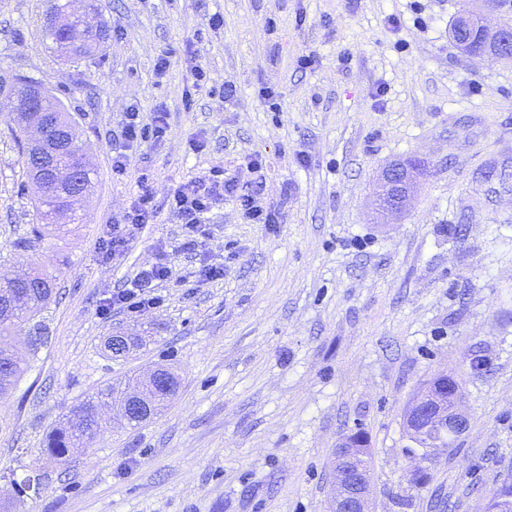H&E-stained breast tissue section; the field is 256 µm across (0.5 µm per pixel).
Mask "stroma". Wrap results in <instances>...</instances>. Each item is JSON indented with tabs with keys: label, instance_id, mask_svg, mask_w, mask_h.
Instances as JSON below:
<instances>
[{
	"label": "stroma",
	"instance_id": "1",
	"mask_svg": "<svg viewBox=\"0 0 512 512\" xmlns=\"http://www.w3.org/2000/svg\"><path fill=\"white\" fill-rule=\"evenodd\" d=\"M109 38L65 60L43 35L50 0H0V271L31 268L53 297L8 346L48 343L0 396V512H329L340 437L372 458V512H482L512 483V60L462 52L464 12L512 21L503 0H103ZM221 15L222 25L211 23ZM397 24H389V17ZM314 63L302 69L297 59ZM166 58L165 72L155 69ZM208 79L196 84L193 68ZM39 82L79 122L95 188L61 236L37 222L13 135L16 83ZM237 95L224 102L225 82ZM279 111H272L271 102ZM166 109L169 131L112 152L130 106ZM261 160L276 224L217 205L203 257L175 252L173 190L220 167L240 188ZM426 171L405 210L381 219L373 188L390 162ZM159 206L128 248L104 247L141 185ZM464 234L449 238L448 226ZM166 254L157 308L99 313L104 298ZM223 265L203 280L200 262ZM114 332L145 335L114 359ZM485 371L471 372L473 351ZM173 368L156 418L102 430L60 462L48 436L87 397L130 373ZM463 386L468 427L415 483L405 413L437 373ZM36 471L40 494L13 474Z\"/></svg>",
	"mask_w": 512,
	"mask_h": 512
}]
</instances>
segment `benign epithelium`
I'll use <instances>...</instances> for the list:
<instances>
[{"label":"benign epithelium","mask_w":512,"mask_h":512,"mask_svg":"<svg viewBox=\"0 0 512 512\" xmlns=\"http://www.w3.org/2000/svg\"><path fill=\"white\" fill-rule=\"evenodd\" d=\"M89 0H67V11L78 18L77 24L67 31L68 43L79 45L99 30L97 11L87 5ZM486 41L480 48L483 54L494 55L500 59L509 58L512 51V30L501 28L484 29ZM17 111L35 113L41 117L47 112L46 92L35 86L23 84L15 92ZM45 125L38 120L28 127V147L24 159L36 175L49 177L54 183H65L70 188H82L85 177L90 173L84 158L79 156L69 165H60L57 155L61 149L55 140H48L44 134ZM417 172L407 161L389 164L382 172L378 184V202L380 209L389 214L403 210L407 200L416 187ZM437 387L425 391L418 401L420 410L414 418L422 423L421 436L425 438V447L420 457H429L442 447L444 439L441 433H448L451 439L460 437L466 430L468 417L462 410L459 391L448 385V374H440ZM361 441L349 433L338 442L336 462V483L332 488L330 512H369L370 478L363 474L360 461L363 459Z\"/></svg>","instance_id":"benign-epithelium-1"}]
</instances>
